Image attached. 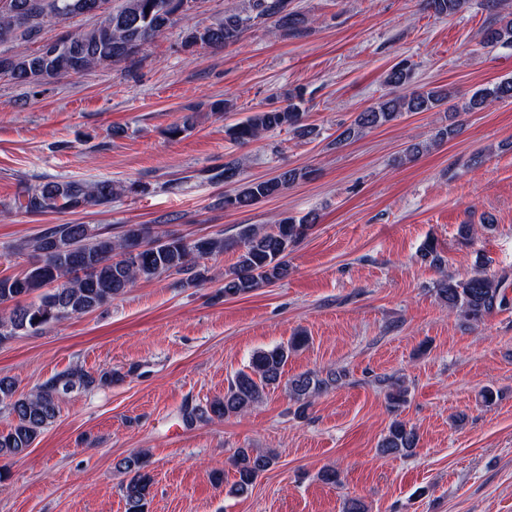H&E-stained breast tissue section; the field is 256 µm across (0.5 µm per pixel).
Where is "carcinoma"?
<instances>
[{"label":"carcinoma","instance_id":"carcinoma-1","mask_svg":"<svg viewBox=\"0 0 512 512\" xmlns=\"http://www.w3.org/2000/svg\"><path fill=\"white\" fill-rule=\"evenodd\" d=\"M195 0H126L118 11H110L108 0H0V45L18 39L39 37L45 26L73 16L94 14L99 23L92 29L64 32L49 39L34 52L20 51L0 56V73L19 84H41L96 67H107L131 58L139 48L180 16L190 11ZM464 0H428L436 15H452ZM289 0H250L249 10L257 18H273L280 29H294L305 23L300 14L288 10ZM248 18L227 13L216 24L196 27L186 32L183 45L190 50L200 47L220 49L237 42ZM483 43L496 47L512 45V18L488 27ZM411 66L401 61L385 77L390 88L379 102L356 116L346 133L359 136L365 131L394 121L405 113L430 112L448 99L441 86L408 89ZM512 100V78H503L475 90L461 108L477 112L495 102ZM305 93L301 88L288 90L285 104L271 106L249 115L245 120L224 128L230 140L247 144L275 131H288L299 138L313 137L317 130L306 123L302 108ZM238 162H227L224 170L211 179L240 187L224 193V208L237 210L281 194L288 186L307 176V172L285 169L271 179H241ZM146 191L132 183L115 186L99 181L91 187L80 182H52L28 187L18 195L16 208L29 214L75 212L89 206L109 203L120 192ZM317 222V216L301 218L282 215L271 227L245 225L235 240L222 236H203L188 241L175 235H158L143 224H131L123 236L114 239L91 232L86 224H56L44 229L22 246L33 260L19 273L0 278V344L22 333H36L75 314L97 310L123 295L139 280H152L163 274H177L184 287H199L207 280L208 269L200 264L227 249L240 247L236 265L224 273V297L254 292L284 280L289 275L288 252ZM428 266L442 271L435 292L448 309L478 324L512 301L507 298L502 279L477 270L464 278L443 272L445 258L434 243H427L420 253ZM308 337L297 335L286 345H277L253 354L249 365L236 373L224 396L205 405L185 410V421L210 420L242 414L258 404L266 391L279 386L291 352L303 346ZM342 374L329 371L322 375L308 371L290 382L291 399L298 411L305 412L311 400L338 384ZM94 378L80 372L60 373L28 395H16L15 382L0 377V404L12 421L0 431V459L27 454L35 440L60 414L61 404L71 389L90 385ZM419 443L416 429L394 421L380 441L384 455L409 457ZM277 460L272 450L240 448L233 457L235 481L229 488L234 496H243L257 478ZM118 467L129 478L121 485L126 512H148L153 476L144 453L121 459Z\"/></svg>","mask_w":512,"mask_h":512}]
</instances>
